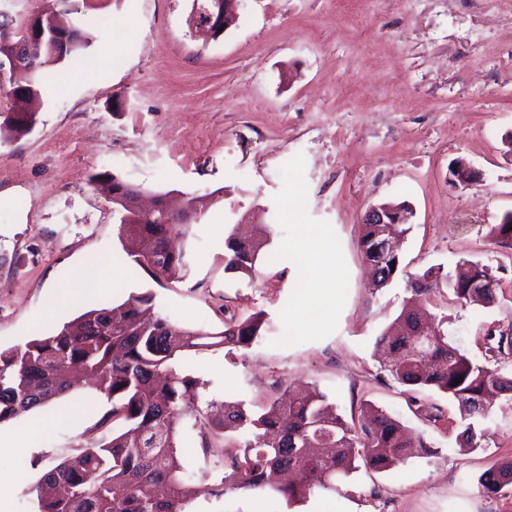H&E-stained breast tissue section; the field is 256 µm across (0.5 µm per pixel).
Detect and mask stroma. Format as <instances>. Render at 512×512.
<instances>
[{
    "mask_svg": "<svg viewBox=\"0 0 512 512\" xmlns=\"http://www.w3.org/2000/svg\"><path fill=\"white\" fill-rule=\"evenodd\" d=\"M192 9L193 0H0L21 25L68 12L87 41L52 67L33 130L0 135V348L146 290L156 314L206 333L261 311L270 330L260 346L188 358L207 398L258 411L315 388L345 418L367 400L432 451L384 472L358 469L293 506L252 491L211 495L222 473L192 452L193 512H316L328 499L338 512H512V487L487 495L478 483L512 456V399L495 402L480 447L465 451L456 403L433 390L410 402L374 353L413 275L434 265L478 263L500 280L490 308L457 304L444 287L428 301L464 353L483 360L487 331L512 329V248L488 236L512 212V0H399L392 10L379 0H239L235 22L207 43L191 32ZM457 159L481 181L453 183ZM103 171L150 194L205 200L187 227L183 279L131 273L120 213L91 182ZM391 200L413 215L398 274L376 288L360 221ZM257 224L271 239L256 275L225 271L232 228ZM305 233L335 249L345 280L335 320L284 342ZM108 408L78 385L0 425L15 439L0 473L17 479L0 512H36L41 476L104 439L95 423Z\"/></svg>",
    "mask_w": 512,
    "mask_h": 512,
    "instance_id": "obj_1",
    "label": "stroma"
}]
</instances>
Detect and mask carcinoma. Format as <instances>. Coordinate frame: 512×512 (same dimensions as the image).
Wrapping results in <instances>:
<instances>
[{"instance_id": "1", "label": "carcinoma", "mask_w": 512, "mask_h": 512, "mask_svg": "<svg viewBox=\"0 0 512 512\" xmlns=\"http://www.w3.org/2000/svg\"><path fill=\"white\" fill-rule=\"evenodd\" d=\"M14 20L0 14V54L17 43L11 32ZM60 60L42 54L35 71L26 68L8 76L7 89L30 91L29 100L40 102L49 80L47 68ZM36 112H26L8 126L19 137L30 133ZM122 231L138 239L141 248L133 255L134 271L152 280L182 278L187 272L183 252L168 248L179 234V224H142L131 210ZM389 232L402 237L404 224H365L360 239L363 256L375 269L374 286L389 283L399 272L400 256L380 248ZM489 235L512 247V213L490 225ZM268 236L250 240L230 235L225 240L224 270L253 276ZM470 288L431 266L414 276L411 300L393 325L376 339L380 365L406 391L435 389L457 402L462 430L459 446H480L479 421L489 418L490 396L512 397V376L491 367V362L512 352V333L487 336V359L479 362L463 353L444 329L446 318L428 315L420 305L432 292L446 286L463 305L488 308L497 300L500 280L486 266L470 268ZM153 306L149 291L132 294L123 303H102L62 328L30 340L23 346L0 349V424L47 406L70 389L68 373L80 369L88 386L105 395L111 408L97 427L112 431L109 441L78 449L42 477L55 488L53 495L38 496V512H190L195 491L193 475L184 467L178 449L184 436L193 432L204 459L224 469L214 496L228 489L258 490L283 497L287 504L331 490L336 481L358 469L355 462L374 471H386L409 458L428 452L423 438L414 437L395 416L365 401L359 414L345 421L319 391L288 400L276 399L261 413L241 404L224 405V415L210 419L198 414L183 421L184 407L200 399L205 383L177 365L192 351L222 346L249 349L267 331L264 313L224 322L220 334H207L179 326L169 319L147 318ZM429 322L434 336L415 350L410 332ZM461 382H456V378ZM236 434L235 446H224ZM489 494L512 486V459L496 462L480 476Z\"/></svg>"}]
</instances>
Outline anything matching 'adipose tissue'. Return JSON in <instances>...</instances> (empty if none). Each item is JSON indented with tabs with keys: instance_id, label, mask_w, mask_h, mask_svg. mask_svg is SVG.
Segmentation results:
<instances>
[{
	"instance_id": "ef3b65f1",
	"label": "adipose tissue",
	"mask_w": 512,
	"mask_h": 512,
	"mask_svg": "<svg viewBox=\"0 0 512 512\" xmlns=\"http://www.w3.org/2000/svg\"><path fill=\"white\" fill-rule=\"evenodd\" d=\"M295 265L301 274L300 304L293 314L292 331H316L336 318V294L342 285L343 269L336 252L313 236L301 240Z\"/></svg>"
}]
</instances>
